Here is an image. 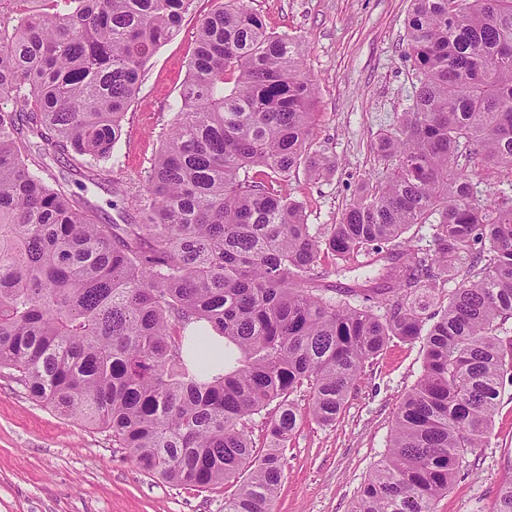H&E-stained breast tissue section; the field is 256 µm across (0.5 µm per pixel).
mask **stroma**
Returning <instances> with one entry per match:
<instances>
[{
  "label": "stroma",
  "mask_w": 512,
  "mask_h": 512,
  "mask_svg": "<svg viewBox=\"0 0 512 512\" xmlns=\"http://www.w3.org/2000/svg\"><path fill=\"white\" fill-rule=\"evenodd\" d=\"M269 31L304 48L302 63L318 87L319 125L312 149L328 161L321 178L304 170L281 178L308 223L340 220L363 182H377L379 135L409 110L418 82L406 53L410 0H247ZM214 0H195L179 31L147 62L138 94L113 149L112 177L141 193V176L180 106L179 92L195 42L198 18ZM70 192L87 198L102 222L134 210L115 206L110 186L93 182L68 160L53 166ZM326 282L337 291L381 281L385 263L346 267L325 260ZM422 372L419 344L392 340L366 363L336 422L304 418L283 453L284 477L275 512H350L370 472L384 456L394 415ZM512 482V399L493 415L484 447L469 452L436 512H492L499 489ZM240 484L199 489L173 486L141 471L112 443L87 427L32 401L22 386L0 376V512H224Z\"/></svg>",
  "instance_id": "stroma-1"
}]
</instances>
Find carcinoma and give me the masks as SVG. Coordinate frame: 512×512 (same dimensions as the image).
<instances>
[{"mask_svg":"<svg viewBox=\"0 0 512 512\" xmlns=\"http://www.w3.org/2000/svg\"><path fill=\"white\" fill-rule=\"evenodd\" d=\"M194 2L0 0V372L110 432L143 472L239 481L224 512H273L302 419L336 421L366 362L418 341L421 376L351 512H436L512 386V196L480 199L468 174L477 159L512 170V0H413L419 88L376 143L384 177L321 228L277 181L326 170L301 46L222 0L198 20L145 193L116 183L137 223L104 224L48 161L112 181L144 64ZM413 224L432 225L433 248L407 247ZM388 246L404 261L375 305L327 295L326 257L369 266ZM450 276L447 305L426 312ZM204 323L224 337L212 380ZM272 404L259 450L247 422ZM493 512H512V483Z\"/></svg>","mask_w":512,"mask_h":512,"instance_id":"cac0c4a2","label":"carcinoma"}]
</instances>
